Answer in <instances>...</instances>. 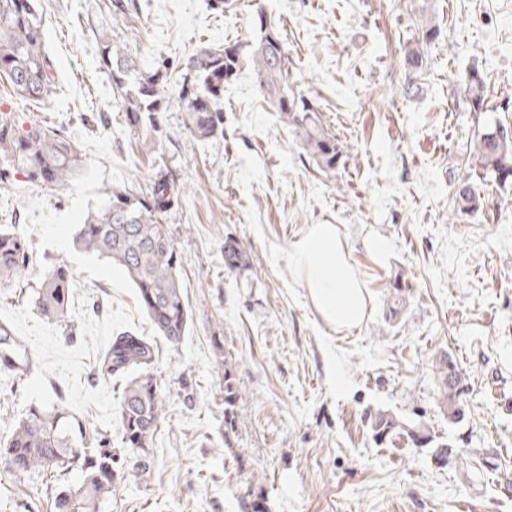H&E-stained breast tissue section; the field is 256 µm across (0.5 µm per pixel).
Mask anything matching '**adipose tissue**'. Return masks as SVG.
I'll return each instance as SVG.
<instances>
[{"instance_id": "adipose-tissue-1", "label": "adipose tissue", "mask_w": 512, "mask_h": 512, "mask_svg": "<svg viewBox=\"0 0 512 512\" xmlns=\"http://www.w3.org/2000/svg\"><path fill=\"white\" fill-rule=\"evenodd\" d=\"M288 263L322 320L339 329L362 324L368 299L336 225L312 224L290 244Z\"/></svg>"}]
</instances>
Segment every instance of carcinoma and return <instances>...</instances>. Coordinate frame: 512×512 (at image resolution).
<instances>
[{
  "mask_svg": "<svg viewBox=\"0 0 512 512\" xmlns=\"http://www.w3.org/2000/svg\"><path fill=\"white\" fill-rule=\"evenodd\" d=\"M253 24L259 35L249 49L239 43L202 47L188 59L187 78L178 95L187 128L199 141L224 135V84L236 79L246 66L263 101L292 128L316 165L323 171L336 170L343 157L341 148L323 125L317 107L296 97L289 85L288 48L279 29L262 12L256 13ZM423 61V53L413 47L405 52L402 64L410 74L418 72ZM100 64L121 90L130 132L161 135V108L170 100L167 76L159 69L143 72L138 59L110 37L101 44ZM0 81L22 102H46L55 93V64L45 49L37 0H0ZM465 100L473 111H487L486 86L476 68L468 75ZM474 156L482 178L503 187L511 183L501 175L512 173V127L502 121L484 127L474 141ZM80 165L75 146L59 131L39 120H29L24 126L12 113L0 112V182L19 174L59 194ZM183 193L173 177L162 175L145 194L113 187L106 194V207L88 212L74 237L77 249L126 271L155 333L172 347L180 344L191 323L180 258L164 224ZM455 197L462 211L479 210L481 183L476 179L459 182ZM30 256L23 232L0 227L1 280L14 281L27 271ZM243 263L240 244L225 239L224 265L234 270ZM74 286L65 263L57 260L48 265L34 296L39 314L50 322L64 321ZM157 357L154 341L133 332L114 337L97 357L100 377L123 381L117 411L122 448H112L105 432L87 428L63 405H32L7 442L0 443V455L11 463L10 473L18 479L35 472L53 477L54 512H101L126 480L127 458L135 460L141 473L149 472L168 398L154 374ZM33 364L19 337L9 325L0 323V366L21 377ZM218 367L224 377V420L232 425L238 393L232 369L222 360ZM437 377L448 422L458 424L466 416L465 379L451 354L439 359ZM369 426L378 443L403 430L415 446L431 448L435 454H446L451 447L430 430L420 425L407 428L384 411L369 414Z\"/></svg>",
  "mask_w": 512,
  "mask_h": 512,
  "instance_id": "cac0c4a2",
  "label": "carcinoma"
}]
</instances>
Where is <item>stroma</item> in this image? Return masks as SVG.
Instances as JSON below:
<instances>
[{"mask_svg":"<svg viewBox=\"0 0 512 512\" xmlns=\"http://www.w3.org/2000/svg\"><path fill=\"white\" fill-rule=\"evenodd\" d=\"M58 87L46 104L0 111L38 116L68 137L111 135L127 188L149 192L169 173L188 194L165 224L181 259L192 315L178 346L158 344L154 372L170 403L147 474L131 473L101 512H242L245 487L268 512H512V185L483 181L464 213L458 181L478 174L473 142L490 120L512 125V0H39ZM263 11L288 45L289 82L316 105L344 157L321 171L267 107L248 73L224 86V133L200 141L169 103L152 150L131 135L100 68L104 38L143 69L165 68L180 90L197 49L246 43ZM439 27L426 43V26ZM422 47L418 93H404V46ZM479 69L491 109L469 111L466 79ZM112 160L103 161L110 168ZM65 212L54 195L15 176L0 185V225H24L26 196ZM312 224L336 225L368 295L365 321L327 326L284 256ZM245 266L224 267V241ZM387 242L384 255L370 240ZM58 250L33 254L23 281L0 284V306L22 308ZM75 294L103 318L133 300L77 274ZM453 354L468 383L467 414L450 424L436 360ZM223 357L234 370L238 420L224 425ZM22 379L0 368V441L28 406ZM386 411L449 438L445 464L405 439L379 445L364 421ZM38 475L15 479L0 459V512H50Z\"/></svg>","mask_w":512,"mask_h":512,"instance_id":"obj_1","label":"stroma"}]
</instances>
